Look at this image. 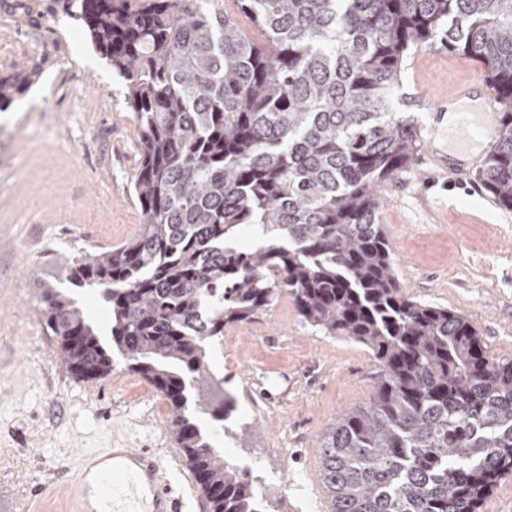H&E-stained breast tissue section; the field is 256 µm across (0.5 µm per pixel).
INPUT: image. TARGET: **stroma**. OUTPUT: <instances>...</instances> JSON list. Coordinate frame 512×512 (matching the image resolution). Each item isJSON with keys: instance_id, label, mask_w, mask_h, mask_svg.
<instances>
[{"instance_id": "35a3bbf8", "label": "stroma", "mask_w": 512, "mask_h": 512, "mask_svg": "<svg viewBox=\"0 0 512 512\" xmlns=\"http://www.w3.org/2000/svg\"><path fill=\"white\" fill-rule=\"evenodd\" d=\"M26 66L27 93L0 111V512H75L79 454L113 439L177 452L170 407L125 358L84 382L63 370L44 328L43 284L73 291L102 340L112 317L95 292L72 289L57 258L136 235L137 129L122 79L61 0H0V79ZM435 46L410 53L394 101L423 146L378 195L379 220L407 297L466 316L488 355L512 360V211L474 173L448 171V94L482 74ZM232 409L223 428L195 413L227 459L248 468L265 512H326L318 442L370 395L381 369L368 348L302 321L281 296L225 326L207 351Z\"/></svg>"}]
</instances>
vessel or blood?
<instances>
[{"instance_id":"b4317fda","label":"vessel or blood","mask_w":512,"mask_h":512,"mask_svg":"<svg viewBox=\"0 0 512 512\" xmlns=\"http://www.w3.org/2000/svg\"><path fill=\"white\" fill-rule=\"evenodd\" d=\"M482 79L459 82L453 98L484 96L481 118L463 117L456 129L461 146L491 145L495 138L494 103ZM77 512H178L179 501L164 477V464L151 449L120 445L81 456L72 479Z\"/></svg>"}]
</instances>
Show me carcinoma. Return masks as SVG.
I'll return each mask as SVG.
<instances>
[{"instance_id":"carcinoma-1","label":"carcinoma","mask_w":512,"mask_h":512,"mask_svg":"<svg viewBox=\"0 0 512 512\" xmlns=\"http://www.w3.org/2000/svg\"><path fill=\"white\" fill-rule=\"evenodd\" d=\"M250 35L210 0H63L125 82L141 150L137 236L63 260L112 315L104 346L47 286L45 328L89 382L112 351L168 400L170 430L210 512H261L253 480L212 446L230 401L204 369L224 326L288 294L298 315L366 346L371 397L319 442L328 512H479L512 473V361H492L467 320L403 296L377 195L421 149L393 109L413 49L480 63L496 137L476 178L512 210V0H235ZM29 75L0 80V110ZM242 228L266 244L225 245Z\"/></svg>"}]
</instances>
